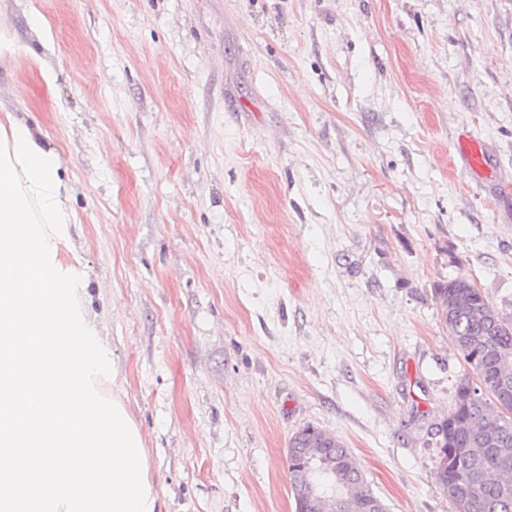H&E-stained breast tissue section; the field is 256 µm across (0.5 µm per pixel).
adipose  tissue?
I'll use <instances>...</instances> for the list:
<instances>
[{
  "label": "adipose tissue",
  "mask_w": 512,
  "mask_h": 512,
  "mask_svg": "<svg viewBox=\"0 0 512 512\" xmlns=\"http://www.w3.org/2000/svg\"><path fill=\"white\" fill-rule=\"evenodd\" d=\"M73 186L39 126L0 115V504L160 512L151 457L67 255Z\"/></svg>",
  "instance_id": "obj_1"
}]
</instances>
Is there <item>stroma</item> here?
Instances as JSON below:
<instances>
[{
	"label": "stroma",
	"instance_id": "35a3bbf8",
	"mask_svg": "<svg viewBox=\"0 0 512 512\" xmlns=\"http://www.w3.org/2000/svg\"><path fill=\"white\" fill-rule=\"evenodd\" d=\"M0 11L21 47L0 105L74 182V252L163 512H295L307 426L387 512H449L431 428L470 369L433 291L467 279L512 319V0ZM455 149L475 171L481 172L489 165L488 149L480 141L467 138Z\"/></svg>",
	"mask_w": 512,
	"mask_h": 512
}]
</instances>
